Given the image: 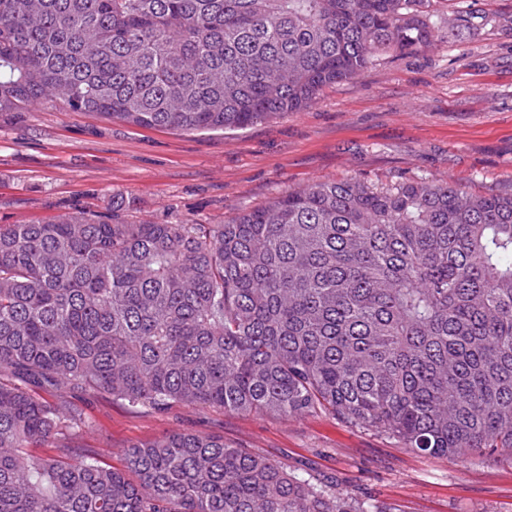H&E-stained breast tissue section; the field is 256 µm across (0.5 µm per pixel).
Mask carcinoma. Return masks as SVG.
I'll return each instance as SVG.
<instances>
[{"label":"carcinoma","mask_w":512,"mask_h":512,"mask_svg":"<svg viewBox=\"0 0 512 512\" xmlns=\"http://www.w3.org/2000/svg\"><path fill=\"white\" fill-rule=\"evenodd\" d=\"M430 0H0V112L245 129L417 53ZM62 396L297 417L512 456V189L316 182L225 224L0 225V512H399L214 434L117 470ZM57 450L30 452L36 444Z\"/></svg>","instance_id":"obj_1"}]
</instances>
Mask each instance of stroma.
Segmentation results:
<instances>
[{
	"label": "stroma",
	"instance_id": "obj_1",
	"mask_svg": "<svg viewBox=\"0 0 512 512\" xmlns=\"http://www.w3.org/2000/svg\"><path fill=\"white\" fill-rule=\"evenodd\" d=\"M417 177L470 193L512 187V0H480L473 30L443 26L428 51L380 52L304 110L234 133L143 129L43 101L0 112V225L100 214L112 199L129 224H221L316 182ZM67 401L92 425L75 448L117 469L131 444L207 433L402 512H512V461L417 454L324 411Z\"/></svg>",
	"mask_w": 512,
	"mask_h": 512
}]
</instances>
